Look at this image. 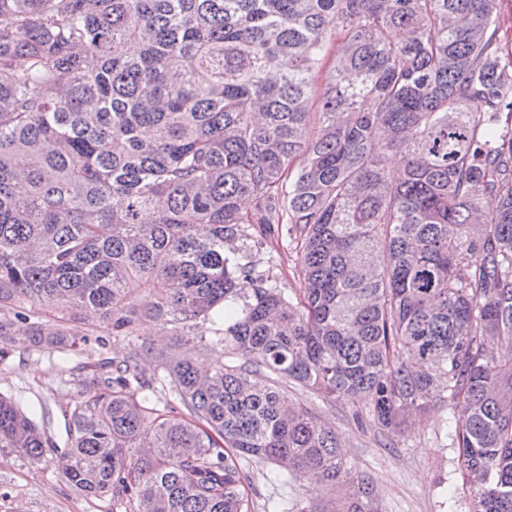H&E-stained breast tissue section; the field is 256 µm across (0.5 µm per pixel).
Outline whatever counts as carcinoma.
<instances>
[{
  "label": "carcinoma",
  "instance_id": "obj_1",
  "mask_svg": "<svg viewBox=\"0 0 512 512\" xmlns=\"http://www.w3.org/2000/svg\"><path fill=\"white\" fill-rule=\"evenodd\" d=\"M498 2L0 0V360L16 336L82 354L73 325L91 317L176 336L72 379L76 492L131 512H252L243 462H272L321 476L295 512H381L286 380L362 402L356 420L390 437L448 407L467 512H512ZM389 151L406 158L397 180ZM272 233L296 244L294 299L270 276ZM208 323L236 361L202 371ZM159 386L186 413L152 404ZM0 448L39 463L53 444L0 395Z\"/></svg>",
  "mask_w": 512,
  "mask_h": 512
}]
</instances>
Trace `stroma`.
Returning <instances> with one entry per match:
<instances>
[{
  "instance_id": "1",
  "label": "stroma",
  "mask_w": 512,
  "mask_h": 512,
  "mask_svg": "<svg viewBox=\"0 0 512 512\" xmlns=\"http://www.w3.org/2000/svg\"><path fill=\"white\" fill-rule=\"evenodd\" d=\"M91 342L84 358L63 361L51 349L35 350L15 341L0 361V395L13 399L51 437L55 449L45 462L30 464L9 448H0V512H124L111 497L77 493L58 467L67 433L61 410L79 397L76 388L61 387V378L80 361L120 358L129 341L112 334L109 321L95 318L80 324ZM105 348H98V341ZM293 403L313 409L344 443L349 462L372 478L382 512H466L457 454L449 437L450 414L437 405L429 414L410 420L404 434L387 438L353 419L357 401H326L297 387H286ZM254 512H293L296 500L313 489L309 478L297 479L273 463L250 469Z\"/></svg>"
}]
</instances>
